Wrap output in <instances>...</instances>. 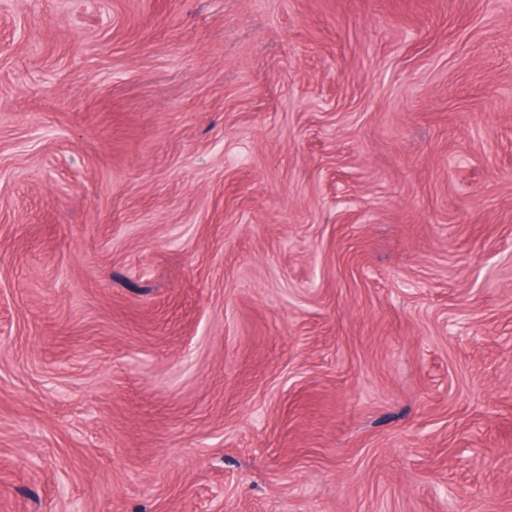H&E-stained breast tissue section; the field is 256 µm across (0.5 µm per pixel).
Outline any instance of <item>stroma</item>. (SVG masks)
<instances>
[{"instance_id":"obj_1","label":"stroma","mask_w":512,"mask_h":512,"mask_svg":"<svg viewBox=\"0 0 512 512\" xmlns=\"http://www.w3.org/2000/svg\"><path fill=\"white\" fill-rule=\"evenodd\" d=\"M0 0V512H512V0Z\"/></svg>"}]
</instances>
